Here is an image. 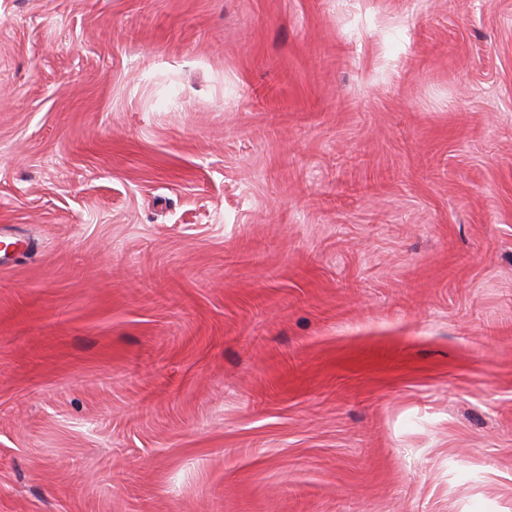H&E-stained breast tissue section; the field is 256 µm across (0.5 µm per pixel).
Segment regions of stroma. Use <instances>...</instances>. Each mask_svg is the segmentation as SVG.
Instances as JSON below:
<instances>
[{"label":"stroma","mask_w":512,"mask_h":512,"mask_svg":"<svg viewBox=\"0 0 512 512\" xmlns=\"http://www.w3.org/2000/svg\"><path fill=\"white\" fill-rule=\"evenodd\" d=\"M0 512H512V0H0Z\"/></svg>","instance_id":"stroma-1"}]
</instances>
